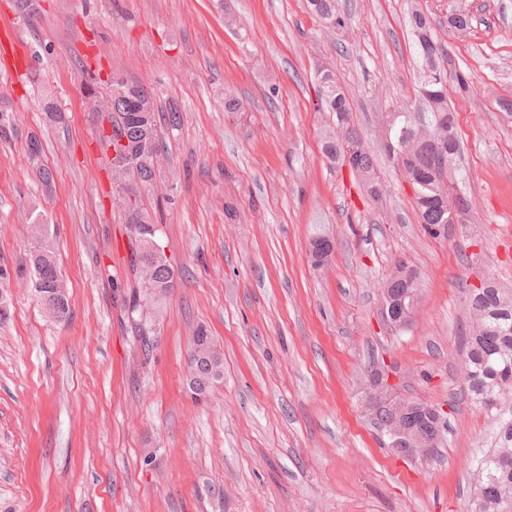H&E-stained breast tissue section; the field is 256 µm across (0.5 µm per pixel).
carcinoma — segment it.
Instances as JSON below:
<instances>
[{"mask_svg":"<svg viewBox=\"0 0 512 512\" xmlns=\"http://www.w3.org/2000/svg\"><path fill=\"white\" fill-rule=\"evenodd\" d=\"M311 11L333 26L344 24L330 0H309ZM422 66V112H391L387 116L389 157L402 171L414 191L419 222L434 230L451 223V194L463 192L455 177L460 142L456 121L443 82V50L432 35L429 20L421 13L412 15ZM323 82L319 89V110L336 119V126L326 130L322 153L336 169L349 171L370 198L378 202L383 192L376 161L366 149L355 129L348 126L349 102L336 85L333 74L317 75ZM127 98L119 103L94 101L95 107L108 113L112 129L137 125V116L146 110L155 122L176 127L181 114L176 109L161 113L154 93L139 84L127 85ZM454 131L448 137V131ZM161 138L134 137L130 152L134 156L159 152ZM29 159L38 164V174L50 193L54 176L50 168L39 163L40 144L28 143ZM127 224L134 240L135 261L140 269L143 297L132 312L143 313L145 307L173 287V269L155 246V225L136 205L129 204ZM37 246L16 267V273L30 276L38 298L49 300L56 308V319L70 315L66 288L58 268L53 240L47 225L35 219L31 225ZM411 287L419 290L418 273L406 266L401 274L391 273L381 284L398 294ZM472 314L467 345L463 356V381L468 396L488 413L500 411L502 402L512 395V292L492 284L487 288H464ZM200 359L202 375L224 376V354L203 328L192 338L189 358ZM499 445L480 461V479L476 487V512H512V418L499 421Z\"/></svg>","mask_w":512,"mask_h":512,"instance_id":"carcinoma-1","label":"carcinoma"}]
</instances>
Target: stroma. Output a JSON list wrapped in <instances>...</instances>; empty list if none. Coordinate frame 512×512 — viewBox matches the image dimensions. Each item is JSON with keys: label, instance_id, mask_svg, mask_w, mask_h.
<instances>
[{"label": "stroma", "instance_id": "35a3bbf8", "mask_svg": "<svg viewBox=\"0 0 512 512\" xmlns=\"http://www.w3.org/2000/svg\"><path fill=\"white\" fill-rule=\"evenodd\" d=\"M34 24L0 0L32 63L0 55V266L49 226L70 317L50 318L29 278L11 279L0 325V512H474L495 422L462 390L470 322L463 284L512 288V0H38ZM421 12L448 54L469 223L430 234L386 154L379 119L416 106ZM469 12L463 33L448 16ZM331 69L374 153L386 197L371 203L321 151L316 71ZM139 82L182 122L162 132L139 200L175 275L150 328L128 311L142 286L108 159L88 110L89 70ZM469 79L459 92L457 75ZM242 102L224 109V92ZM54 95L65 124L47 122ZM37 138L54 176L28 160ZM334 240L324 266L309 243ZM398 259L420 274L409 329L379 318ZM224 352L203 397L186 385L199 328ZM387 369L399 392L444 411L427 457L389 448L366 409Z\"/></svg>", "mask_w": 512, "mask_h": 512}]
</instances>
